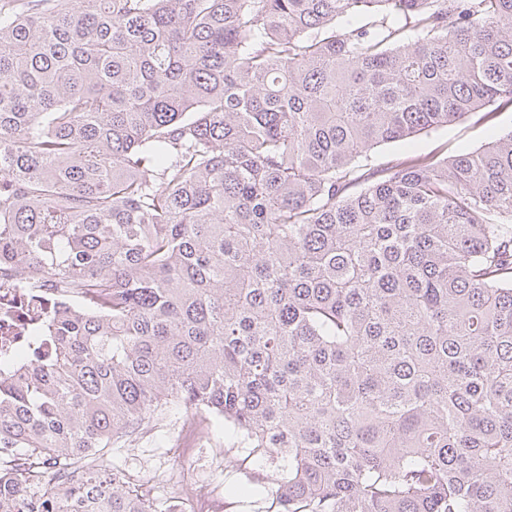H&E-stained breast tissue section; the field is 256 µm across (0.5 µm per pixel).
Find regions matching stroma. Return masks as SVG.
Instances as JSON below:
<instances>
[{"mask_svg":"<svg viewBox=\"0 0 512 512\" xmlns=\"http://www.w3.org/2000/svg\"><path fill=\"white\" fill-rule=\"evenodd\" d=\"M510 131L512 108H502L492 122H480L472 114L448 127L419 133L409 144L381 145L370 156L377 165L430 152L450 156L477 150ZM223 436L220 429L198 434L169 422L162 432L152 431L110 449L109 459L140 493L153 499L158 512H165L173 499L193 486L206 494V512H268L269 497L242 491L249 477L260 473V466L242 462L237 451L216 447Z\"/></svg>","mask_w":512,"mask_h":512,"instance_id":"35a3bbf8","label":"stroma"}]
</instances>
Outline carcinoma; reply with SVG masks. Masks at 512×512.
<instances>
[{
  "label": "carcinoma",
  "mask_w": 512,
  "mask_h": 512,
  "mask_svg": "<svg viewBox=\"0 0 512 512\" xmlns=\"http://www.w3.org/2000/svg\"><path fill=\"white\" fill-rule=\"evenodd\" d=\"M512 0H0V512H157L108 448L178 409L271 512H512ZM50 461L72 480L41 489ZM481 113L471 114L448 127L431 132H421L410 143L384 144L374 148L369 154L375 165L392 160H406L418 154L436 153L454 155L481 148L500 136L512 131V108L497 110L495 119L490 123L477 122ZM1 284L0 302L11 307L14 318L12 322L0 321V363L26 353L30 336H24V330L37 324L42 313L51 306L45 295L28 296L21 294L20 288H5L8 283Z\"/></svg>",
  "instance_id": "obj_1"
}]
</instances>
